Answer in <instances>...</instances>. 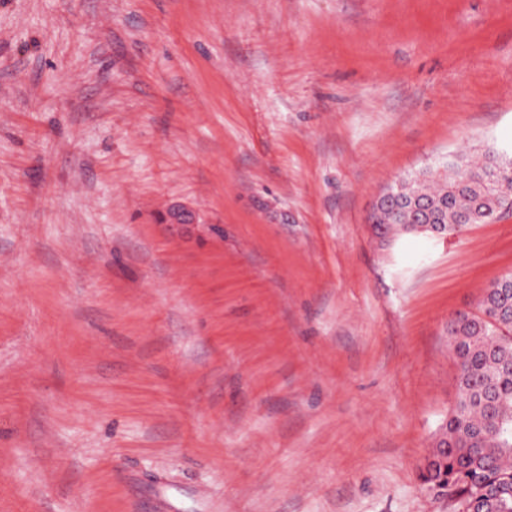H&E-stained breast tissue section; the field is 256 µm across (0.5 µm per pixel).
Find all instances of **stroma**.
<instances>
[{
  "mask_svg": "<svg viewBox=\"0 0 512 512\" xmlns=\"http://www.w3.org/2000/svg\"><path fill=\"white\" fill-rule=\"evenodd\" d=\"M486 149L512 0H0V512H458L420 468L512 208L369 216ZM160 223L177 224L184 228L186 231L189 230L193 224H198L195 212L180 205H174L170 207L160 217Z\"/></svg>",
  "mask_w": 512,
  "mask_h": 512,
  "instance_id": "1",
  "label": "stroma"
}]
</instances>
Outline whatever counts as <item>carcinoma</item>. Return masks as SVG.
I'll use <instances>...</instances> for the list:
<instances>
[{"label": "carcinoma", "instance_id": "obj_1", "mask_svg": "<svg viewBox=\"0 0 512 512\" xmlns=\"http://www.w3.org/2000/svg\"><path fill=\"white\" fill-rule=\"evenodd\" d=\"M473 173L494 180L492 198H483L467 183ZM405 180L420 193L421 201L444 204L436 223L450 234L468 228L458 223L460 210L482 199L497 219L501 211L495 210L496 204L512 200V163L501 166L494 151L477 161L452 156L447 175L437 185L421 171ZM410 220V211L396 213L391 203L375 207L371 215L374 232L382 240ZM450 340L458 364V396L422 481L448 487L462 509L477 489L489 487L499 494L498 512H512V283L499 288L492 281L484 289L479 313L461 321Z\"/></svg>", "mask_w": 512, "mask_h": 512}]
</instances>
